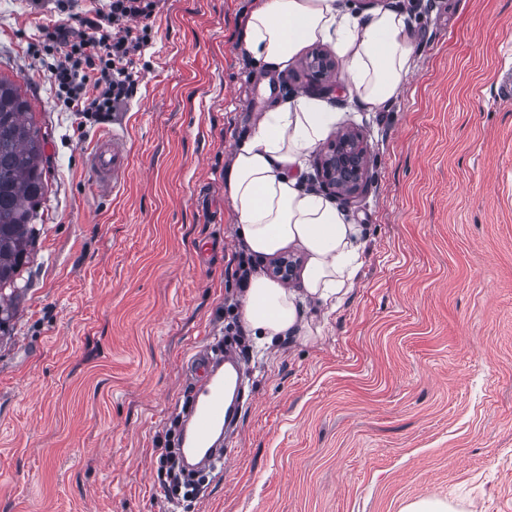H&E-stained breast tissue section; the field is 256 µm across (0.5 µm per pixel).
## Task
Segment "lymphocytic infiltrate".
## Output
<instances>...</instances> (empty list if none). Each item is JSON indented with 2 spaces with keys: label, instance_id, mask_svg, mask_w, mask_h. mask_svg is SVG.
<instances>
[{
  "label": "lymphocytic infiltrate",
  "instance_id": "lymphocytic-infiltrate-1",
  "mask_svg": "<svg viewBox=\"0 0 512 512\" xmlns=\"http://www.w3.org/2000/svg\"><path fill=\"white\" fill-rule=\"evenodd\" d=\"M156 6L157 0H109L107 11L81 19L79 27L60 21L44 26L63 56L48 72L67 107L98 117L133 97V68L149 41L147 21Z\"/></svg>",
  "mask_w": 512,
  "mask_h": 512
}]
</instances>
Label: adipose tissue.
I'll return each instance as SVG.
<instances>
[{
    "label": "adipose tissue",
    "instance_id": "ef3b65f1",
    "mask_svg": "<svg viewBox=\"0 0 512 512\" xmlns=\"http://www.w3.org/2000/svg\"><path fill=\"white\" fill-rule=\"evenodd\" d=\"M245 49L271 70L287 69L308 45H330L346 63V86L363 111H377L411 72L416 43L403 14L380 7L358 13L345 0H258L250 11ZM341 115L325 100L296 97L264 112L239 144L224 175L247 251L258 258L287 246L307 261L294 290L255 272L240 314L259 346L310 336L309 305L335 309L351 291L365 247L364 228L335 203L306 191L307 156L335 129Z\"/></svg>",
    "mask_w": 512,
    "mask_h": 512
}]
</instances>
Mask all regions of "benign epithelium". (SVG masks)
Instances as JSON below:
<instances>
[{
	"mask_svg": "<svg viewBox=\"0 0 512 512\" xmlns=\"http://www.w3.org/2000/svg\"><path fill=\"white\" fill-rule=\"evenodd\" d=\"M332 58L317 53L308 63L312 77L321 81L334 69ZM368 167V151L359 134L342 132L324 152L320 184L343 200H351L361 192Z\"/></svg>",
	"mask_w": 512,
	"mask_h": 512,
	"instance_id": "obj_1",
	"label": "benign epithelium"
}]
</instances>
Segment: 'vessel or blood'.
I'll return each instance as SVG.
<instances>
[{
  "mask_svg": "<svg viewBox=\"0 0 512 512\" xmlns=\"http://www.w3.org/2000/svg\"><path fill=\"white\" fill-rule=\"evenodd\" d=\"M99 186L107 187L128 165L123 146L110 133H102L87 154ZM232 367L236 374L244 368L232 351L213 352L204 348L187 362L184 393L188 398V419L183 428L180 449L185 466L217 468L223 466L225 448L217 445L215 436L223 432L225 422L238 417L242 405L224 402V369Z\"/></svg>",
  "mask_w": 512,
  "mask_h": 512,
  "instance_id": "obj_1",
  "label": "vessel or blood"
}]
</instances>
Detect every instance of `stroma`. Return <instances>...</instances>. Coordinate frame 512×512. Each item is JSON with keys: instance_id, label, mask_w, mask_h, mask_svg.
Returning <instances> with one entry per match:
<instances>
[{"instance_id": "35a3bbf8", "label": "stroma", "mask_w": 512, "mask_h": 512, "mask_svg": "<svg viewBox=\"0 0 512 512\" xmlns=\"http://www.w3.org/2000/svg\"><path fill=\"white\" fill-rule=\"evenodd\" d=\"M408 14L411 74L377 112L344 61L312 86L241 33L254 0H161L136 95L71 112L46 78L56 0H0V76L27 91L48 192L0 340V512H169L156 457L184 412L183 367L231 345L248 369L231 457L178 512H512V0H351ZM330 102L367 144L343 209L368 239L354 288L310 309V342L257 352L224 299L241 246L224 172L260 112ZM111 128L129 165L100 192L86 146Z\"/></svg>"}]
</instances>
